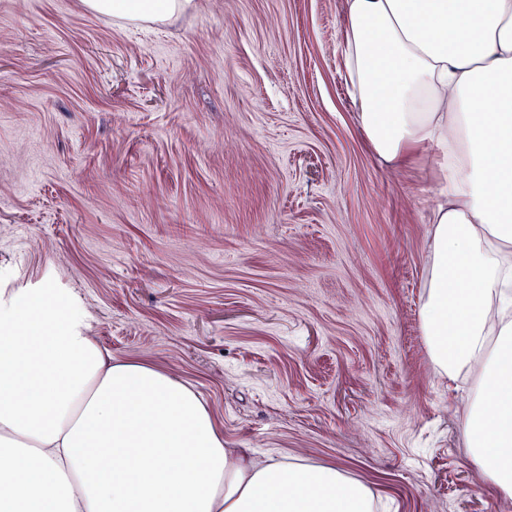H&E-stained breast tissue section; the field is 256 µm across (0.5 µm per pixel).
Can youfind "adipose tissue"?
<instances>
[{"label":"adipose tissue","mask_w":512,"mask_h":512,"mask_svg":"<svg viewBox=\"0 0 512 512\" xmlns=\"http://www.w3.org/2000/svg\"><path fill=\"white\" fill-rule=\"evenodd\" d=\"M161 21L191 0H84ZM360 127L388 163L439 154L419 309L463 383L470 461L512 497V0H345ZM0 512H374L336 465L228 448L199 395L115 359L56 288L0 291Z\"/></svg>","instance_id":"obj_1"}]
</instances>
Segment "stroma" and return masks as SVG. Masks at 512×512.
Returning <instances> with one entry per match:
<instances>
[{
	"label": "stroma",
	"instance_id": "1",
	"mask_svg": "<svg viewBox=\"0 0 512 512\" xmlns=\"http://www.w3.org/2000/svg\"><path fill=\"white\" fill-rule=\"evenodd\" d=\"M343 26L344 0H0V289L71 294L225 447L338 465L376 512H512L420 331L435 154L372 151ZM93 12L117 14L129 19L161 21L184 11L191 0H84Z\"/></svg>",
	"mask_w": 512,
	"mask_h": 512
}]
</instances>
